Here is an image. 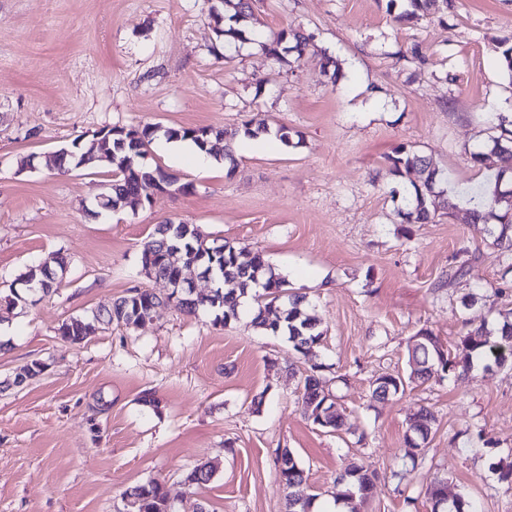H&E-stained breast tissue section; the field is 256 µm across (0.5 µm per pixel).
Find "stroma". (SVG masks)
<instances>
[{
  "label": "stroma",
  "mask_w": 512,
  "mask_h": 512,
  "mask_svg": "<svg viewBox=\"0 0 512 512\" xmlns=\"http://www.w3.org/2000/svg\"><path fill=\"white\" fill-rule=\"evenodd\" d=\"M402 0H253L244 39L214 32L206 0H0V512H125L124 492L160 481L175 512H288L279 449L307 476L312 512H333L346 469L378 474L359 512H432L428 487L447 484L482 512H512V368L433 367L428 380L384 400L385 374L408 375L413 338L456 352L465 320L502 323L512 280L499 251L467 222L468 189L490 171L473 164L498 117L512 121V0H453L399 20ZM309 36L340 65L265 43ZM286 126L291 145L235 153L205 170L154 139L146 163L179 190L137 210L87 215L106 193L104 167L60 172L58 150L103 128ZM429 156L448 187L429 224L403 222L407 181L391 171L400 145ZM33 158V167L22 161ZM262 251L302 292L325 332L317 360L350 432L301 413L310 363L285 337L240 313L227 325L174 306L129 330L103 326L79 344L62 323L146 277L140 244L165 221ZM67 260L58 291L8 308L15 277L53 253ZM465 273L453 277L456 266ZM500 296H493L495 288ZM477 295L472 308L463 297ZM38 378L14 386L32 362ZM154 394L157 406L141 401ZM436 417L419 464L400 461L408 422ZM212 480L187 488L200 463Z\"/></svg>",
  "instance_id": "obj_1"
}]
</instances>
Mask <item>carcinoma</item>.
<instances>
[{"label": "carcinoma", "instance_id": "carcinoma-1", "mask_svg": "<svg viewBox=\"0 0 512 512\" xmlns=\"http://www.w3.org/2000/svg\"><path fill=\"white\" fill-rule=\"evenodd\" d=\"M408 9L405 16L419 18L440 9L446 0H407ZM252 0H238L235 13L229 17L230 25H222V16L215 12L217 29L215 32L232 39L242 37L239 28L250 16ZM292 45L285 50L294 51L298 57L307 54L310 47L309 38L300 33L280 31L273 38L269 55L279 56V46L285 41ZM156 136V126L151 123L130 127L114 126L102 129L97 136L83 141L74 139L69 149L70 156L66 164L79 162L87 167L96 165L107 167L112 172V189L103 202L105 210H136L150 202V196L156 190L167 187L163 177H155L153 168L144 163L147 146ZM169 139H189L203 151L212 141H222L226 132L214 128H170L166 131ZM474 164L495 171V184L488 189L473 191L468 199L469 216L472 226H483L484 233L491 238V245L505 252L512 253V188H501L504 174H512V129L501 128L500 135L492 138V146L486 151L471 154ZM392 171L395 175L409 177L411 189L403 198V208L399 215L409 224H425L432 219V208L435 200L443 193L439 169L433 162L417 152L402 146L396 155L390 158ZM169 223L158 224L141 244V255H152L154 276L159 279L173 280L185 263L196 260L200 264L213 269L216 287L211 294L194 299L185 292L174 290L167 293V298L179 311L187 315H195L200 310L214 314L213 324H227L238 317L241 307L240 298L248 294L258 306L252 319L254 327L274 335H284L293 343L294 349L305 358L316 357L325 333L315 316L314 308L306 295L290 291L288 280L275 271L272 264L260 252L250 253L244 247H236L225 243L217 247L208 241L198 226L180 222L168 229ZM66 260L51 266L42 263L36 267H28L20 273L14 283L35 291L41 296H50L57 292L59 286L58 273L65 272ZM161 296L146 290L132 289L107 303L99 305L88 317H73L63 323L58 332L63 338H76L88 333L96 325L109 326L116 324L133 329L142 324L153 313V308ZM275 318H269L270 314ZM469 326L458 353L446 354L441 367L443 370L458 368L469 371L478 360L493 361L505 367L512 366V321H503L497 333H492L485 325ZM416 365L437 363L436 349L425 340L418 339L413 349ZM323 368L321 363L311 364V374L305 377L302 398L303 415L312 420L317 427L328 432H339L345 426L343 415L333 399L327 396L324 382L318 376ZM436 418L434 413L421 409L409 421L408 435L405 436V457L415 462L425 450L432 435ZM280 483L294 489L304 481V469L296 460L293 452L285 448L277 458ZM213 478V467L207 463L195 466L187 475L190 485L200 486ZM376 472L365 464L354 467L342 477L346 482V490L355 493V497L343 495L348 503L362 498L363 493L374 486ZM139 498V512H169L168 495L162 484L150 480L131 488ZM432 502V510L452 502L454 512H481L473 499L461 494L446 493V487L435 486L427 490Z\"/></svg>", "mask_w": 512, "mask_h": 512}]
</instances>
